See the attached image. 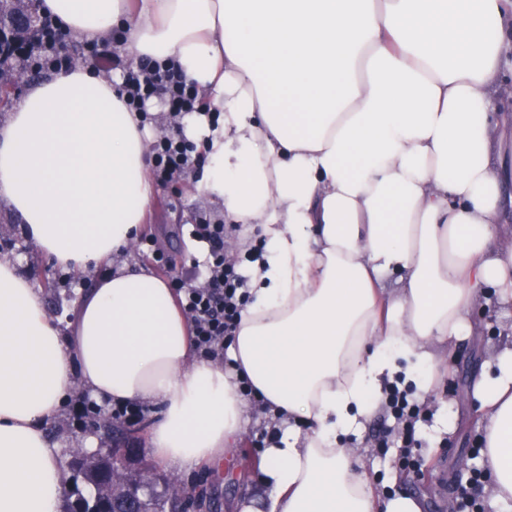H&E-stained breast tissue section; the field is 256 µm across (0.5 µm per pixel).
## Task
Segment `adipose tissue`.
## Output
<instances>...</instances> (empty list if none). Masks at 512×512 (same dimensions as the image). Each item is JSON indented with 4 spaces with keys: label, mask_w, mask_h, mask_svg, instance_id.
Instances as JSON below:
<instances>
[{
    "label": "adipose tissue",
    "mask_w": 512,
    "mask_h": 512,
    "mask_svg": "<svg viewBox=\"0 0 512 512\" xmlns=\"http://www.w3.org/2000/svg\"><path fill=\"white\" fill-rule=\"evenodd\" d=\"M60 32L174 65L204 90L179 122L200 192L249 224L232 369L193 352L172 288L114 262L154 193L153 131L120 71L86 60L28 83L0 121V206L57 266L111 272L66 331L0 262V512H59L46 425L76 389L156 407L149 451L175 475L222 461L244 430L239 376L282 414L263 491L240 512H422L379 501L351 446L402 378L429 394L439 344L512 301L500 226L512 184L494 161L512 99V0H38ZM396 287H387L388 279ZM478 389L493 505L512 503V336Z\"/></svg>",
    "instance_id": "1"
}]
</instances>
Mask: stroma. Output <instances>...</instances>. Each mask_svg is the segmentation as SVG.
Returning <instances> with one entry per match:
<instances>
[{
    "label": "stroma",
    "mask_w": 512,
    "mask_h": 512,
    "mask_svg": "<svg viewBox=\"0 0 512 512\" xmlns=\"http://www.w3.org/2000/svg\"><path fill=\"white\" fill-rule=\"evenodd\" d=\"M197 178V173H190L174 190L157 186L142 229L143 236L153 239L154 247L133 249L126 256L130 264L151 265L156 273L169 280L192 261H205V249L190 244L187 227L223 223L224 207L197 190ZM19 225L17 216L0 208V228L10 230L13 242L12 247L0 250V261L21 264L37 286L58 283L57 293L44 295L47 309L54 321L71 318L81 291L93 286L102 276V269L83 274L80 280L66 281L65 270L55 267L22 239ZM157 250L168 256V264L156 263L153 253ZM476 317L484 326L480 335L437 349L445 376L433 403L447 405L451 420L447 430L441 432L432 431L427 422L417 425L416 437L422 443L416 451L422 461L421 474L409 475L399 443H391L387 448L375 443L374 434L391 423L385 411H377L366 420L355 442L367 477L380 491L412 495L423 503V512H456L457 485L482 467V455L475 449L482 418L473 398V385L494 349L505 335L512 333V304L492 300L491 304L477 308ZM262 422V417L248 414L243 439L223 466L202 464L183 478L182 486L186 489L201 481L207 484L214 503L212 512H233L235 501L256 495L255 476L262 449L256 444L254 434Z\"/></svg>",
    "instance_id": "1"
}]
</instances>
